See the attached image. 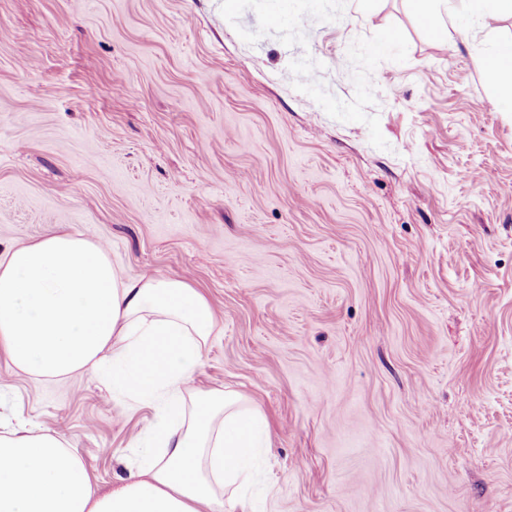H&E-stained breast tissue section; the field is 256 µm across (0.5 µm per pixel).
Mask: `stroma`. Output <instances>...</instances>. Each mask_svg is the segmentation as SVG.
<instances>
[{"label":"stroma","mask_w":512,"mask_h":512,"mask_svg":"<svg viewBox=\"0 0 512 512\" xmlns=\"http://www.w3.org/2000/svg\"><path fill=\"white\" fill-rule=\"evenodd\" d=\"M0 0V261L55 233L201 291L265 420L234 512H512V112L447 0ZM315 69L312 84L303 74ZM160 411L17 371L104 491Z\"/></svg>","instance_id":"35a3bbf8"}]
</instances>
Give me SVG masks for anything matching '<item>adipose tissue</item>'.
<instances>
[{
    "instance_id": "1",
    "label": "adipose tissue",
    "mask_w": 512,
    "mask_h": 512,
    "mask_svg": "<svg viewBox=\"0 0 512 512\" xmlns=\"http://www.w3.org/2000/svg\"><path fill=\"white\" fill-rule=\"evenodd\" d=\"M481 70L512 112V41L486 52ZM213 327L188 282L122 280L90 239L60 233L13 250L0 262V348L12 365L49 379L110 370L114 390L162 417L136 471L106 492L60 437L9 425L0 512H224L229 487L252 470L262 416L236 391L191 388Z\"/></svg>"
}]
</instances>
